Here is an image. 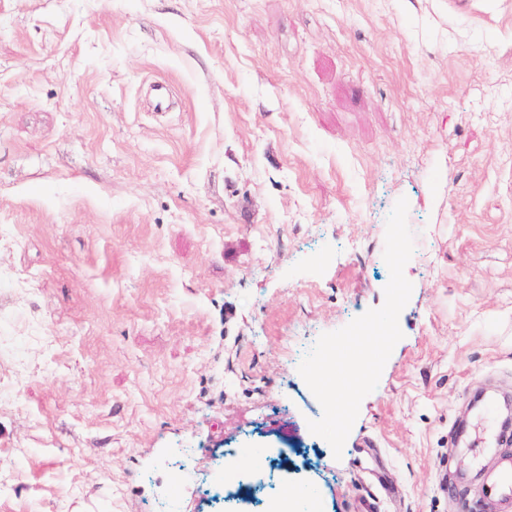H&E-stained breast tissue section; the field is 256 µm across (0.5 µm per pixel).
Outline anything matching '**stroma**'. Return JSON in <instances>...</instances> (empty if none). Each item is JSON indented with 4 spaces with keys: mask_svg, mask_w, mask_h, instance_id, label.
Returning a JSON list of instances; mask_svg holds the SVG:
<instances>
[{
    "mask_svg": "<svg viewBox=\"0 0 512 512\" xmlns=\"http://www.w3.org/2000/svg\"><path fill=\"white\" fill-rule=\"evenodd\" d=\"M166 85L167 111L153 86ZM413 286L341 458L318 337ZM512 0H0V512H512ZM191 471L198 490L175 488ZM226 456H229L228 459L236 465L242 485L250 488L262 480L263 470L259 465L261 464L264 452L257 458H249L242 455L238 458L235 452L226 453ZM512 494V456L504 455L501 458L500 472L497 481L492 484L486 494L489 496ZM317 506L316 496L296 494L280 490L266 504L264 512H314Z\"/></svg>",
    "mask_w": 512,
    "mask_h": 512,
    "instance_id": "1",
    "label": "stroma"
}]
</instances>
